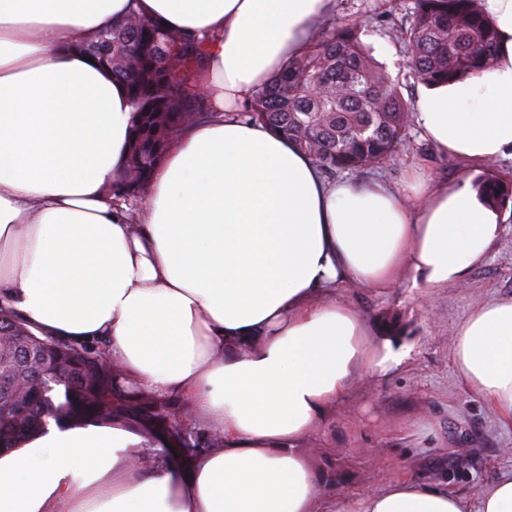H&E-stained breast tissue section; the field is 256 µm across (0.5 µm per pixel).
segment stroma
<instances>
[{
  "label": "stroma",
  "instance_id": "obj_1",
  "mask_svg": "<svg viewBox=\"0 0 512 512\" xmlns=\"http://www.w3.org/2000/svg\"><path fill=\"white\" fill-rule=\"evenodd\" d=\"M412 0H336V19L360 23L361 39L392 76L405 81V94L421 97L423 86L408 84L407 48L394 41ZM408 147L373 172L353 171V180L407 184L413 169L428 179L456 186L474 175L512 179V158L472 166L439 152L416 125L406 130ZM483 263L465 282L440 290L400 285L384 291L345 283L334 297L359 312L366 345L397 328L411 350L388 373H357L329 407L322 426L303 440L301 451L325 485L313 512H328L331 497L378 492L414 481L474 498L483 486L512 470V429L462 386L452 339L477 304L512 297V210Z\"/></svg>",
  "mask_w": 512,
  "mask_h": 512
}]
</instances>
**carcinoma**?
<instances>
[{
  "label": "carcinoma",
  "mask_w": 512,
  "mask_h": 512,
  "mask_svg": "<svg viewBox=\"0 0 512 512\" xmlns=\"http://www.w3.org/2000/svg\"><path fill=\"white\" fill-rule=\"evenodd\" d=\"M478 2L413 0L396 37L411 47L407 67L415 84H450L491 69L498 40ZM318 28L309 48L254 94L244 117L291 140L326 173L374 170L405 147L413 103L362 42L360 25L329 22ZM101 36L112 39V53L100 67L125 82L134 112L128 150L154 135L150 112L171 113L167 141L185 127L182 113L209 111L206 98L187 92L172 76L175 65L202 64L203 41L166 29L134 7L112 24V34L97 32L86 44ZM476 187L489 206L503 211L512 204L511 180L485 176ZM0 329L10 332L0 348V451L40 433L50 415L59 424H120L150 437L169 456L180 451L173 421L137 407L143 389L119 386L122 373L107 364L106 344L38 336L2 305ZM31 346L46 366L66 374L61 391L40 387Z\"/></svg>",
  "instance_id": "carcinoma-1"
}]
</instances>
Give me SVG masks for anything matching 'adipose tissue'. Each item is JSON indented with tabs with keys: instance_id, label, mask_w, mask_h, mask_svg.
Instances as JSON below:
<instances>
[{
	"instance_id": "1",
	"label": "adipose tissue",
	"mask_w": 512,
	"mask_h": 512,
	"mask_svg": "<svg viewBox=\"0 0 512 512\" xmlns=\"http://www.w3.org/2000/svg\"><path fill=\"white\" fill-rule=\"evenodd\" d=\"M206 35L212 117L170 141L138 219L112 180L132 127L123 82L83 38L129 8ZM335 0H0V305L37 335L106 343L136 385L186 402L221 445L164 456L120 426L50 425L0 456V512H311L322 485L299 453L355 371L406 356L332 301L355 281L440 289L501 231L473 185L413 195L327 180L242 104L316 38ZM500 49L483 75L428 88L414 114L438 150L512 157V0H482ZM462 384L512 427V298L458 327ZM330 512H512V471L476 500L410 482L330 500Z\"/></svg>"
}]
</instances>
